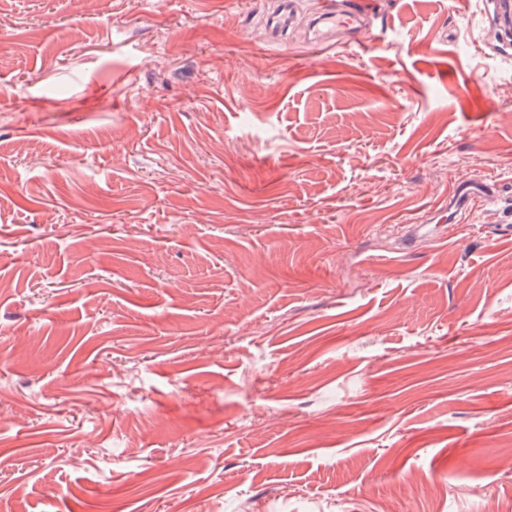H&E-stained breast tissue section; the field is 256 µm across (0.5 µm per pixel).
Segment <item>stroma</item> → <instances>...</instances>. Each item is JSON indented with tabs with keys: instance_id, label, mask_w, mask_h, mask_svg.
I'll return each instance as SVG.
<instances>
[{
	"instance_id": "1",
	"label": "stroma",
	"mask_w": 512,
	"mask_h": 512,
	"mask_svg": "<svg viewBox=\"0 0 512 512\" xmlns=\"http://www.w3.org/2000/svg\"><path fill=\"white\" fill-rule=\"evenodd\" d=\"M378 2L0 0V512L512 505V57ZM297 3L298 0H279L277 9L267 17V24L277 41L281 40L283 30L292 21ZM361 18L362 12L358 9L336 11L331 4H327L313 24V37L319 41L331 42L336 30L357 28Z\"/></svg>"
}]
</instances>
